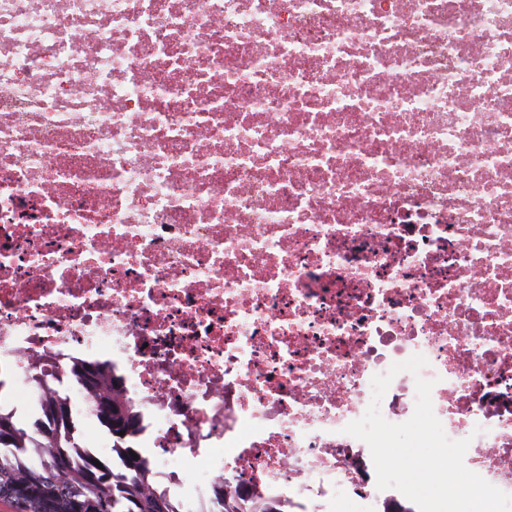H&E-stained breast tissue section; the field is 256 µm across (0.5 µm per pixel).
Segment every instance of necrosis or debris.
Wrapping results in <instances>:
<instances>
[{
	"instance_id": "necrosis-or-debris-1",
	"label": "necrosis or debris",
	"mask_w": 512,
	"mask_h": 512,
	"mask_svg": "<svg viewBox=\"0 0 512 512\" xmlns=\"http://www.w3.org/2000/svg\"><path fill=\"white\" fill-rule=\"evenodd\" d=\"M56 357L142 408L157 487L398 512L362 418L432 381L512 494V0H0V404Z\"/></svg>"
}]
</instances>
